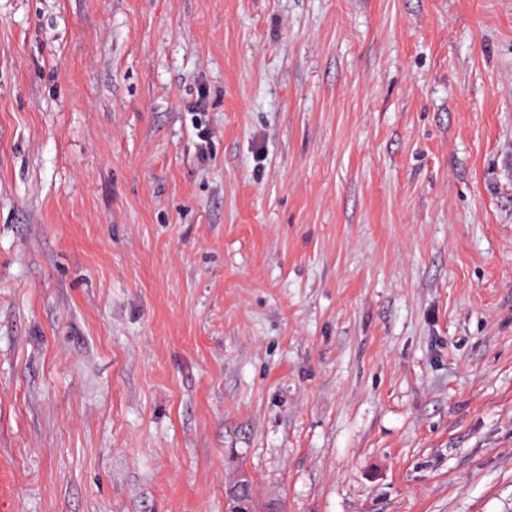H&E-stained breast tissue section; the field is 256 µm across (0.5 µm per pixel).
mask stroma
Segmentation results:
<instances>
[{
    "mask_svg": "<svg viewBox=\"0 0 512 512\" xmlns=\"http://www.w3.org/2000/svg\"><path fill=\"white\" fill-rule=\"evenodd\" d=\"M243 474L512 512V0H0V512Z\"/></svg>",
    "mask_w": 512,
    "mask_h": 512,
    "instance_id": "stroma-1",
    "label": "stroma"
}]
</instances>
